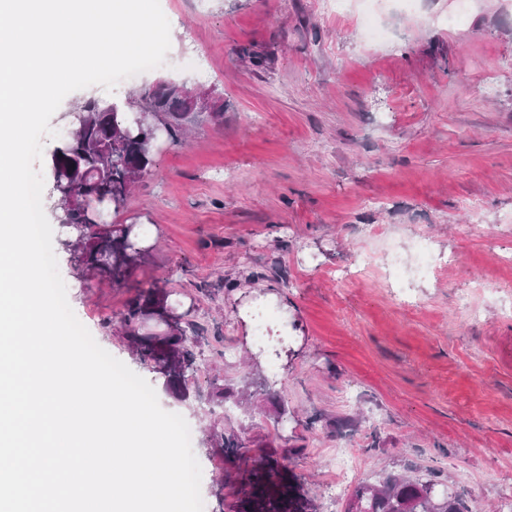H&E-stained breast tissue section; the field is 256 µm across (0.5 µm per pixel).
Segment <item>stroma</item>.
Returning a JSON list of instances; mask_svg holds the SVG:
<instances>
[{"label": "stroma", "instance_id": "stroma-1", "mask_svg": "<svg viewBox=\"0 0 512 512\" xmlns=\"http://www.w3.org/2000/svg\"><path fill=\"white\" fill-rule=\"evenodd\" d=\"M160 5L165 64L68 94L52 129L87 99L122 104L160 79L214 88L223 114L161 142L117 214L151 248L128 284H81L69 252L55 255L77 319L188 422L206 512H229L237 490L208 435L229 426L318 512H347L355 485L433 471L471 512H512V0H477L453 26L458 0H382L381 44L360 0L343 12L333 0ZM421 244L436 278L390 287L360 264L371 251L411 262ZM160 279L203 329L184 402L114 330L133 287ZM280 341L291 356L272 355ZM253 354L278 396L251 414L214 405L213 383L237 386ZM336 448L354 455L340 489Z\"/></svg>", "mask_w": 512, "mask_h": 512}]
</instances>
